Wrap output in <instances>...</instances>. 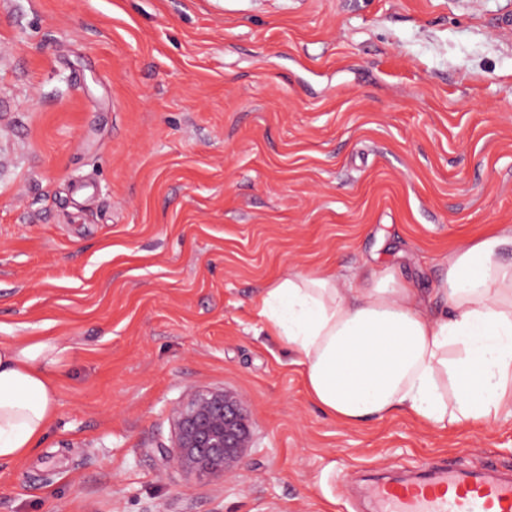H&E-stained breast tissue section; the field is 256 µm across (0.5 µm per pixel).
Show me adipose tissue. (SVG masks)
I'll list each match as a JSON object with an SVG mask.
<instances>
[{
	"label": "adipose tissue",
	"instance_id": "ef3b65f1",
	"mask_svg": "<svg viewBox=\"0 0 512 512\" xmlns=\"http://www.w3.org/2000/svg\"><path fill=\"white\" fill-rule=\"evenodd\" d=\"M512 235L489 231L448 255L434 311L409 283L320 268L259 289L254 307L288 347L316 405L348 425L403 413L421 425L489 424L512 407ZM68 344L0 341V464L30 455L55 414Z\"/></svg>",
	"mask_w": 512,
	"mask_h": 512
}]
</instances>
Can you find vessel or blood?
Masks as SVG:
<instances>
[{
  "label": "vessel or blood",
  "mask_w": 512,
  "mask_h": 512,
  "mask_svg": "<svg viewBox=\"0 0 512 512\" xmlns=\"http://www.w3.org/2000/svg\"><path fill=\"white\" fill-rule=\"evenodd\" d=\"M377 512H512V480L448 468L375 487Z\"/></svg>",
  "instance_id": "1"
}]
</instances>
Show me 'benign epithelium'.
<instances>
[{
  "instance_id": "1",
  "label": "benign epithelium",
  "mask_w": 512,
  "mask_h": 512,
  "mask_svg": "<svg viewBox=\"0 0 512 512\" xmlns=\"http://www.w3.org/2000/svg\"><path fill=\"white\" fill-rule=\"evenodd\" d=\"M174 438L160 448L166 463L190 481L226 480L238 475L253 447L254 422L244 397L222 386L198 387L171 404Z\"/></svg>"
}]
</instances>
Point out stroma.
<instances>
[{"label": "stroma", "instance_id": "1", "mask_svg": "<svg viewBox=\"0 0 512 512\" xmlns=\"http://www.w3.org/2000/svg\"><path fill=\"white\" fill-rule=\"evenodd\" d=\"M495 226L512 0H0V340L70 346L0 512H375V475L511 470L512 412L336 421L251 304L323 266L426 295ZM192 386L243 395L241 478L165 465Z\"/></svg>", "mask_w": 512, "mask_h": 512}]
</instances>
